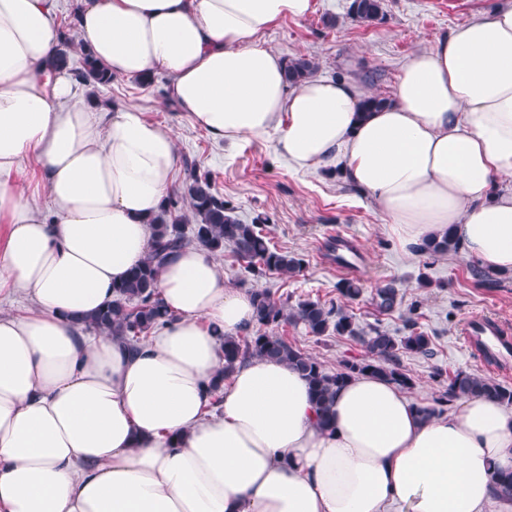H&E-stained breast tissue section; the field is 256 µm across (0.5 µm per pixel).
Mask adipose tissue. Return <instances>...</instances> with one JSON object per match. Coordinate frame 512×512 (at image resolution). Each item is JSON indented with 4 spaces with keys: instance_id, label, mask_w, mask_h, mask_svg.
I'll return each mask as SVG.
<instances>
[{
    "instance_id": "adipose-tissue-1",
    "label": "adipose tissue",
    "mask_w": 512,
    "mask_h": 512,
    "mask_svg": "<svg viewBox=\"0 0 512 512\" xmlns=\"http://www.w3.org/2000/svg\"><path fill=\"white\" fill-rule=\"evenodd\" d=\"M60 0H0V512H512V409L486 396L424 415L357 374L318 424L308 382L253 358L225 382L222 340L255 323L200 246L173 253L156 291L171 313L130 351L84 320L143 260L172 190L176 135L135 110L97 124L57 68ZM314 0H82V47L116 76L169 75V96L215 139L270 136L298 171L368 193L406 253L453 233L512 271V6L414 53L390 103L354 84L289 86L257 37ZM35 162L54 214L29 202Z\"/></svg>"
}]
</instances>
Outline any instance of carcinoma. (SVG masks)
<instances>
[{
	"mask_svg": "<svg viewBox=\"0 0 512 512\" xmlns=\"http://www.w3.org/2000/svg\"><path fill=\"white\" fill-rule=\"evenodd\" d=\"M383 5L384 0H352L348 15L356 21L370 23L382 19ZM73 49V35L67 29L63 31L56 57L58 67L68 70L85 86L95 88L112 84L114 76L108 74L84 48L80 49V66H74ZM315 68L314 61L309 58H292L286 67V78L296 84L309 78ZM183 171L182 188L168 195L161 210L148 220L151 230L149 254L114 285L112 302L85 319L87 330L107 333L134 346L166 322L169 313L156 293L159 270L172 253L192 242L212 253H220L228 246L237 261L258 275L271 273L288 277L300 271L303 260L272 246L263 233L262 225L268 218L258 216L249 224L241 222L233 215L234 207L230 202L215 190L210 172L202 170L196 160L187 157L183 160ZM185 208L197 219L188 233L179 226V212ZM459 248L458 240L448 233L439 240L424 243L420 251L430 256H443ZM337 290L347 301L357 300L363 292L360 281L353 278L342 279ZM252 295L255 320L265 331L244 340L223 339L224 369L220 378H225L236 362L250 358L285 363L308 381L323 426L329 425L332 397L346 380L357 373L370 372L402 388H410L412 379L400 368L401 355L425 354L429 350V336L417 328L411 317L406 318L408 334L399 337L377 327L363 330L342 309L317 300H303L290 307L288 301L274 298L267 290H254ZM373 303L383 312L393 311L401 303L397 288L391 283L377 288ZM283 323L301 324L312 336L336 334L356 338L364 355L347 360L340 369L328 372L316 357L303 352L288 338L267 331V328H277ZM463 396H487L512 405V387L478 375L457 372L448 379V386L435 405L423 408L422 412L427 415L440 413L446 403ZM493 495L512 500V472L497 474Z\"/></svg>",
	"mask_w": 512,
	"mask_h": 512,
	"instance_id": "cac0c4a2",
	"label": "carcinoma"
}]
</instances>
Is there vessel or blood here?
<instances>
[{
  "mask_svg": "<svg viewBox=\"0 0 512 512\" xmlns=\"http://www.w3.org/2000/svg\"><path fill=\"white\" fill-rule=\"evenodd\" d=\"M336 262L353 274L361 270L355 247L342 236L336 239ZM462 334L470 351L485 365L504 372L512 368V327L477 316L464 323Z\"/></svg>",
  "mask_w": 512,
  "mask_h": 512,
  "instance_id": "obj_1",
  "label": "vessel or blood"
}]
</instances>
